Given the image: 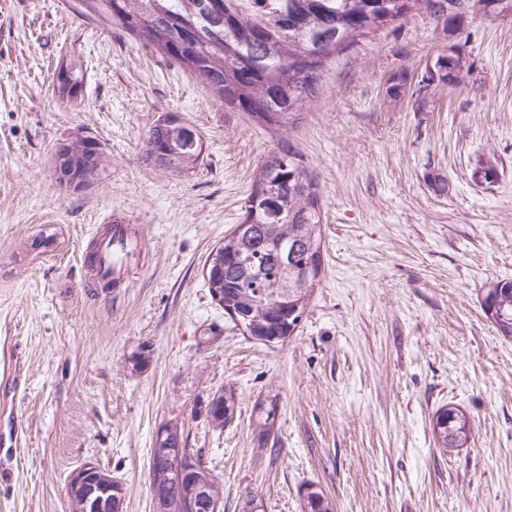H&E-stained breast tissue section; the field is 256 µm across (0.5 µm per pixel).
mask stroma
<instances>
[{
    "instance_id": "obj_1",
    "label": "stroma",
    "mask_w": 512,
    "mask_h": 512,
    "mask_svg": "<svg viewBox=\"0 0 512 512\" xmlns=\"http://www.w3.org/2000/svg\"><path fill=\"white\" fill-rule=\"evenodd\" d=\"M75 5L0 0V512H71L69 476L89 461L121 483L123 512H154L151 448L174 422L224 512L249 493L303 512L311 486L334 512H512V341L482 307L512 280V19L395 22L337 57L285 132ZM452 52L469 74L429 81ZM65 59L83 87L63 102ZM170 114L204 145L183 174L145 159ZM79 137L103 162L73 192L53 164ZM285 145L316 178L325 276L295 335L264 346L205 268ZM117 220L144 246L105 291L93 254ZM224 389L237 414L217 430L206 407ZM272 401L264 440L256 407ZM446 406L472 422L463 447L433 439Z\"/></svg>"
}]
</instances>
